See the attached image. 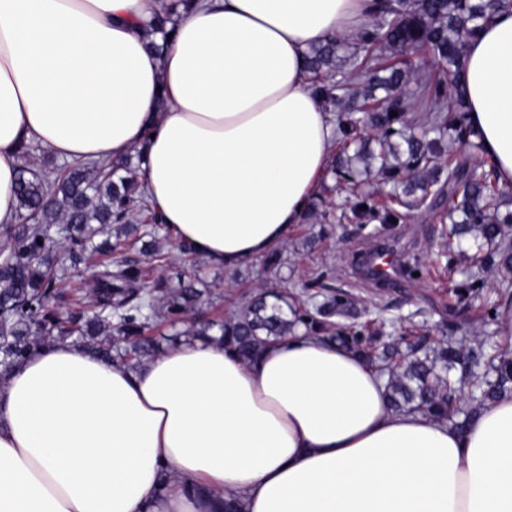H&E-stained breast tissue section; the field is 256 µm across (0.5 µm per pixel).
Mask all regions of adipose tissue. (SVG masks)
<instances>
[{
  "instance_id": "adipose-tissue-1",
  "label": "adipose tissue",
  "mask_w": 512,
  "mask_h": 512,
  "mask_svg": "<svg viewBox=\"0 0 512 512\" xmlns=\"http://www.w3.org/2000/svg\"><path fill=\"white\" fill-rule=\"evenodd\" d=\"M158 0H0V225L19 147L137 171L174 240L235 270L300 223L336 126L309 47L374 0H195L149 49ZM468 122L512 187V11L483 25ZM388 379L303 331L244 361L189 340L128 367L69 341L0 382V512H512V394L459 429L394 410ZM171 478L162 481L161 465Z\"/></svg>"
}]
</instances>
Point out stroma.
I'll use <instances>...</instances> for the list:
<instances>
[{
	"label": "stroma",
	"instance_id": "stroma-1",
	"mask_svg": "<svg viewBox=\"0 0 512 512\" xmlns=\"http://www.w3.org/2000/svg\"><path fill=\"white\" fill-rule=\"evenodd\" d=\"M447 212V191L435 189L426 205L396 224L293 225L286 242L288 263L281 271L283 286L299 290L317 275H331L336 286L364 302L357 323L384 320L387 331L402 333L410 343L445 336L458 344L466 335L495 334L497 309L512 302V271H495L483 287L462 292L458 280L449 278L448 267L468 264V255L457 246L446 254L440 246ZM381 242L395 254L414 253L418 259L414 272L389 284L367 277L357 261ZM259 269L256 262L233 273L206 266L205 277L215 293V312L229 315L244 290L262 285Z\"/></svg>",
	"mask_w": 512,
	"mask_h": 512
}]
</instances>
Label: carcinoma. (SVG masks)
I'll return each instance as SVG.
<instances>
[{"instance_id":"obj_1","label":"carcinoma","mask_w":512,"mask_h":512,"mask_svg":"<svg viewBox=\"0 0 512 512\" xmlns=\"http://www.w3.org/2000/svg\"><path fill=\"white\" fill-rule=\"evenodd\" d=\"M193 0L167 3L144 29L148 47L176 25L177 7ZM512 0H381L375 22L353 37L326 39L311 47L306 69L315 93L325 104L341 106L337 118V152L329 172L339 189L349 193L351 218L357 223L396 224L403 210L423 204L383 187L408 183V192L426 191L439 173L448 171V191L455 202L448 211V239L471 240L476 249L471 264L459 271L467 288H479L494 268L512 269V244L503 225L512 212L499 217V185L493 167L468 166L465 151L481 147L479 132L466 120L464 82L466 52L482 24L505 10ZM411 50L430 55L439 70L427 79L425 115L420 133H406L408 100L400 94L415 66L398 56ZM395 116H390V113ZM16 197L21 220L0 227V377H6L34 350L59 341L81 343L104 360L130 367L156 355L154 332L164 325L183 331L168 336L176 343L185 336L219 332L224 345L245 361L297 329L367 358L389 372L390 403L398 410H418L463 428L486 403L512 393V350L489 338L479 348L489 350L494 380L482 379L462 366L452 379L448 364L474 354L459 345L436 342L423 357L402 356L399 342L384 341L383 332L369 324L339 325L337 316L356 310L346 290L312 280L329 291L310 304L284 289L261 288L245 296L227 317L212 319L207 310L211 291L199 273L197 254L177 243L179 266L163 271L170 256L157 246L158 232L170 233L161 216L146 204L136 170L125 157L110 165L76 161L48 177L32 169L20 171ZM113 233L112 259L95 243ZM143 241L146 264L126 257L129 235ZM66 242L68 258L81 254L100 271L87 298L75 299L67 317L57 312L66 270L53 254L57 240ZM496 249L482 253L483 242ZM286 264L282 250L261 259L263 273L280 279Z\"/></svg>"}]
</instances>
